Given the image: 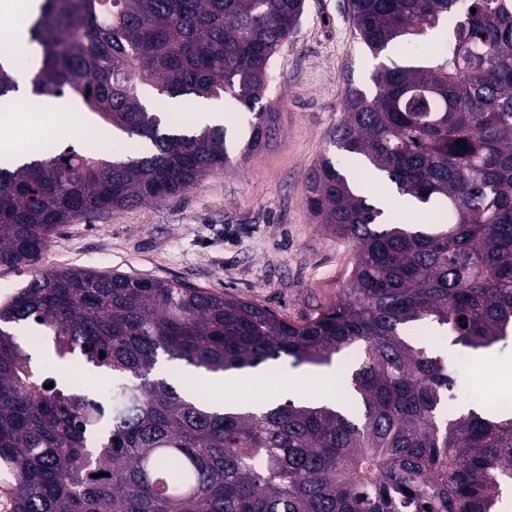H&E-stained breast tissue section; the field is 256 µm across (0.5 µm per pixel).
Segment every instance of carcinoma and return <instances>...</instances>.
Here are the masks:
<instances>
[{
	"instance_id": "carcinoma-1",
	"label": "carcinoma",
	"mask_w": 512,
	"mask_h": 512,
	"mask_svg": "<svg viewBox=\"0 0 512 512\" xmlns=\"http://www.w3.org/2000/svg\"><path fill=\"white\" fill-rule=\"evenodd\" d=\"M476 12H471V9ZM304 0H42L24 36L36 96L79 98L136 156L68 145L0 165V266L36 262L63 226L173 197L230 162L226 124L186 130L187 97L252 113L242 153L269 144L261 104ZM371 52L438 37L427 60L379 68L347 93L333 144L435 215L386 224L329 157L306 202L352 243L329 308L300 322L179 280L36 269L0 305V512H502L512 486V404L451 409L457 379L420 341L444 329L473 350L512 328V0H350ZM0 47V104L18 91ZM467 326H462V323ZM82 360L80 390L32 364ZM336 375L254 412L219 405L175 371L243 374L282 358ZM53 384L47 389L45 385ZM103 472L105 476L95 477Z\"/></svg>"
}]
</instances>
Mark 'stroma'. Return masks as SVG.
I'll return each mask as SVG.
<instances>
[{
	"mask_svg": "<svg viewBox=\"0 0 512 512\" xmlns=\"http://www.w3.org/2000/svg\"><path fill=\"white\" fill-rule=\"evenodd\" d=\"M437 48L434 39L401 42L386 58L375 57L354 34L349 0H304L298 26L273 60L263 98L278 114L275 138L177 196L65 225L40 268L92 267L188 281L268 307L291 322L329 307L354 253L311 215L305 203L310 174L321 157L336 154L331 133L347 91L374 95L372 76L382 60H423ZM70 115L85 138L63 135L61 145L99 154L119 147L82 108ZM119 148L132 154L140 144L129 140ZM428 348L458 366V402L485 389L512 398V381L501 374L502 366H512L511 337L482 358L449 346L442 331ZM292 369L291 360H280L276 376L242 381L235 395L242 401L296 398L304 388L289 381Z\"/></svg>",
	"mask_w": 512,
	"mask_h": 512,
	"instance_id": "35a3bbf8",
	"label": "stroma"
}]
</instances>
